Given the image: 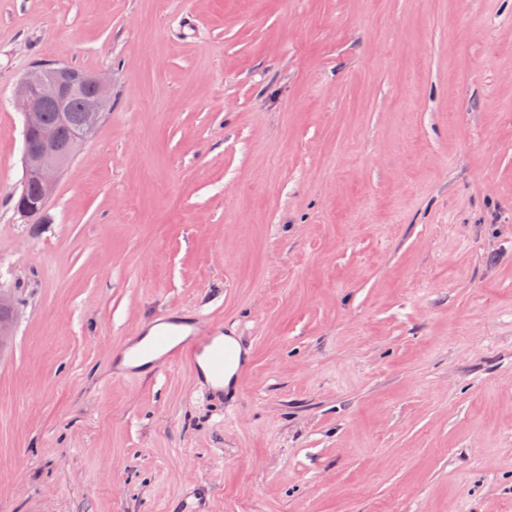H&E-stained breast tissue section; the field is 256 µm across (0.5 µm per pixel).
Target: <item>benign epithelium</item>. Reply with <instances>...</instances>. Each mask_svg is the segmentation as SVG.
Instances as JSON below:
<instances>
[{
	"mask_svg": "<svg viewBox=\"0 0 512 512\" xmlns=\"http://www.w3.org/2000/svg\"><path fill=\"white\" fill-rule=\"evenodd\" d=\"M112 76L56 63H40L18 82L14 104L23 119L25 182L35 192L19 196L18 210L38 214L52 196L61 171L77 147L89 139L101 123L110 98ZM81 100L79 112L71 107ZM54 112L65 138L49 130L46 113ZM18 308L10 294L0 291V346L12 339Z\"/></svg>",
	"mask_w": 512,
	"mask_h": 512,
	"instance_id": "benign-epithelium-1",
	"label": "benign epithelium"
}]
</instances>
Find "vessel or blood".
<instances>
[{"label":"vessel or blood","instance_id":"1","mask_svg":"<svg viewBox=\"0 0 512 512\" xmlns=\"http://www.w3.org/2000/svg\"><path fill=\"white\" fill-rule=\"evenodd\" d=\"M186 362L204 390L211 394L224 391L227 373L242 375L244 354L229 351L222 331L204 321H196L189 335H182L179 322L151 336L132 337L112 356V370L118 376H136L157 360Z\"/></svg>","mask_w":512,"mask_h":512}]
</instances>
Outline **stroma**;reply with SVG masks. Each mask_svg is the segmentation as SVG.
Instances as JSON below:
<instances>
[{"label":"stroma","instance_id":"1","mask_svg":"<svg viewBox=\"0 0 512 512\" xmlns=\"http://www.w3.org/2000/svg\"><path fill=\"white\" fill-rule=\"evenodd\" d=\"M112 76L40 214L18 79ZM0 512H512V0H0ZM199 314L251 367L117 377ZM18 308L9 293L0 291V347L12 339Z\"/></svg>","mask_w":512,"mask_h":512}]
</instances>
